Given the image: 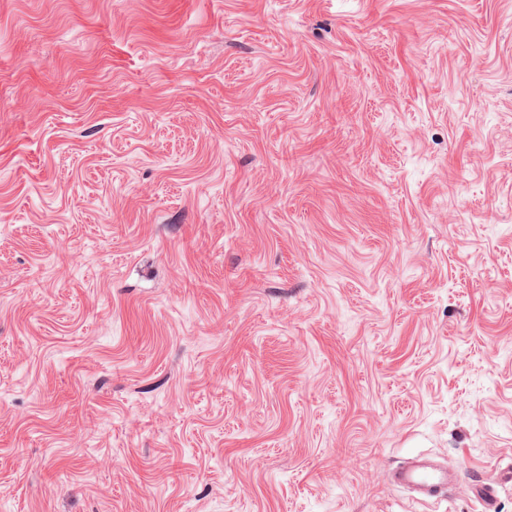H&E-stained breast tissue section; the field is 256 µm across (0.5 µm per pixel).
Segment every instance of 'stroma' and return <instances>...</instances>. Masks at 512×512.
Masks as SVG:
<instances>
[{"label": "stroma", "instance_id": "35a3bbf8", "mask_svg": "<svg viewBox=\"0 0 512 512\" xmlns=\"http://www.w3.org/2000/svg\"><path fill=\"white\" fill-rule=\"evenodd\" d=\"M507 468L512 0H0V512Z\"/></svg>", "mask_w": 512, "mask_h": 512}]
</instances>
